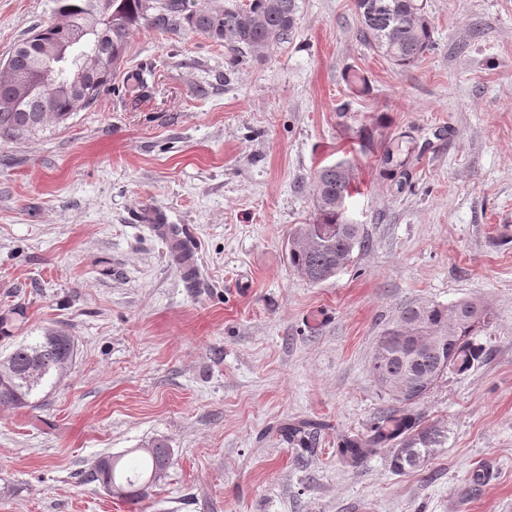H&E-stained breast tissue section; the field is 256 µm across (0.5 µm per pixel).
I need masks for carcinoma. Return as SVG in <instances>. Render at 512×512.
Here are the masks:
<instances>
[{
    "label": "carcinoma",
    "mask_w": 512,
    "mask_h": 512,
    "mask_svg": "<svg viewBox=\"0 0 512 512\" xmlns=\"http://www.w3.org/2000/svg\"><path fill=\"white\" fill-rule=\"evenodd\" d=\"M51 0L50 20L36 27L14 46L0 66V141L12 142L50 124H63L73 112L91 106L101 88L111 81L130 36L142 27L182 28L204 34L235 54L263 53L288 42L295 30L298 0H247L214 7L210 0ZM360 39L392 64L406 68L418 62L434 44L433 27L422 0H355ZM98 26L90 43L87 87L74 93L61 84L30 90L36 60L50 48L70 45L84 23ZM349 167L343 161L325 166L314 177L315 217L295 230L288 247V263L299 277L317 284L346 269L355 251L366 247L363 225L350 222L342 202L352 197ZM22 307L0 316V335L10 337ZM494 320L493 311L479 300H462L450 306L410 305L398 321L377 339L368 363L378 389L398 403L380 415L364 433L339 438L337 456L359 468L380 449L390 450V467L397 474L428 466L444 443L443 431L424 425L414 405L427 395L448 371H469L485 358L486 348L477 336ZM76 357L74 338L64 329L45 327L37 336L11 343L0 357V369L10 380L0 382V409L35 406L40 394L57 387ZM323 423L299 419L277 428L288 444L308 448ZM141 456L130 467L122 456L100 458L89 481L109 495L141 500L165 476L172 449L163 437H152L135 448Z\"/></svg>",
    "instance_id": "cac0c4a2"
}]
</instances>
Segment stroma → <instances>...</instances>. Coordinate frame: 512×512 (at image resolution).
<instances>
[{
	"label": "stroma",
	"mask_w": 512,
	"mask_h": 512,
	"mask_svg": "<svg viewBox=\"0 0 512 512\" xmlns=\"http://www.w3.org/2000/svg\"><path fill=\"white\" fill-rule=\"evenodd\" d=\"M424 4L435 47L403 69L362 44L354 0H300L290 42L237 60L145 28L92 106L0 145V314L78 349L39 406L0 409V512H512V0ZM48 5L0 0V64ZM339 161L369 247L313 284L288 238ZM146 208L184 232L197 285ZM461 300L495 321L489 358L415 407L444 448L413 473L385 450L346 466L340 436L394 406L368 372L380 333ZM294 418L326 422L314 447L279 437ZM156 436L173 460L147 498L82 480Z\"/></svg>",
	"instance_id": "1"
}]
</instances>
